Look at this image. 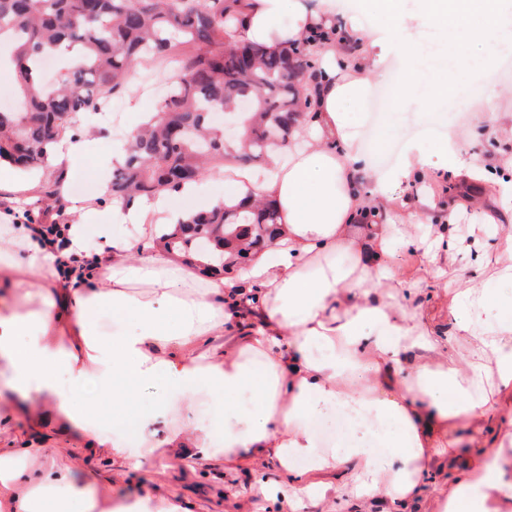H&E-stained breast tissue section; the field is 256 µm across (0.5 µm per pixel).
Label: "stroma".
<instances>
[{
	"label": "stroma",
	"mask_w": 512,
	"mask_h": 512,
	"mask_svg": "<svg viewBox=\"0 0 512 512\" xmlns=\"http://www.w3.org/2000/svg\"><path fill=\"white\" fill-rule=\"evenodd\" d=\"M426 68L447 67L448 82L456 87V102L433 99L429 104L411 102L406 112L395 116L378 114L374 103H367L359 116L360 136L367 143L371 157L390 163L395 141L389 128L398 123L405 130V139H419L423 134L432 138L454 135L469 155L485 158L494 148L479 128L470 121L465 102L475 96L495 92L497 111L512 115V53L500 59L496 69L483 78L462 82L456 67L450 66L439 33L423 29ZM150 64L133 68L126 78V90L112 102L106 114H94L93 119L103 137L102 151L119 147L131 135L140 113L154 111L160 96ZM45 173L19 174L16 185L0 190V214L11 219L32 215L42 223L77 222L78 205L88 198L106 199L109 177L101 176L94 160L78 162L67 177L66 199L63 211L49 208L42 198ZM457 176L441 181H425L400 187L399 198L417 201L428 196L434 199L435 209L430 214L431 223L451 220L452 232L457 237L460 252L456 263L449 265L442 277L430 283L412 299V304L436 332L447 330L452 320L448 314L445 289L454 286L459 277H476L492 290L494 299L490 315L495 319L512 317V287L496 280V244L512 232L504 207L498 205L499 188L490 175L474 176L471 199L458 198ZM167 390L164 378L139 386L133 402L113 403L111 395L98 394L103 410L87 416L91 430L111 429L113 420L130 414L144 415L156 411ZM50 410V400L42 393H32L26 411L16 410L11 401L0 400V446L21 448L32 446L43 449L52 457L58 468L71 470L78 487L95 486L102 472L112 476V497L130 507H138L147 496H163L182 502L187 512H291L284 493L286 485L279 475L276 463L268 458L250 460L238 468L234 484L224 481L222 459L202 460L199 454L186 455L177 460L165 457L162 440L175 424L169 418L159 417L152 426L153 435L149 450L139 451V468L129 469L113 461L111 449L89 450L85 435L77 430L62 431L43 424L42 419Z\"/></svg>",
	"instance_id": "1"
}]
</instances>
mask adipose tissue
I'll return each instance as SVG.
<instances>
[{
  "mask_svg": "<svg viewBox=\"0 0 512 512\" xmlns=\"http://www.w3.org/2000/svg\"><path fill=\"white\" fill-rule=\"evenodd\" d=\"M368 3L382 16L373 29L338 25L333 0H241L238 39L278 51L318 36L311 45L317 71L303 87L314 106L302 112L287 147L263 174L224 169L232 201L253 195L279 215L278 236L246 270L205 279L160 246L142 254L115 237L117 225L132 224L147 241L160 225L184 220L178 200L195 195V184L106 211L85 205L69 227L70 248L59 253L29 242L25 226L0 228V387L16 405L31 393L49 394L56 416L80 429L84 414L60 391L56 369L129 389L162 375L167 412L188 408L202 384L224 404L223 425L197 422L170 433L166 455L220 453L231 466L271 455L294 501L330 498L355 512H373L380 502L386 512H402L431 477L445 496L443 512H512V320L490 319L491 291L472 278L448 289L454 323L437 340L416 309L378 294L395 278L394 239L421 257L410 295L443 274L456 244L425 211L400 224L377 200H392L403 184L439 170L473 174L478 164L450 138L409 140L372 188L356 179L369 159L355 116L384 79L387 55L403 63L393 111L432 92L447 94V83L424 75L418 47L421 29L447 25L448 0H422L414 19L400 12L399 0ZM473 15L467 44L452 34L448 50H465L489 68L484 45L512 44V26L479 7ZM90 226L100 240L93 250L86 246ZM339 251L352 255L350 265L336 263ZM95 311L131 316L135 326L106 343L90 318ZM222 335L228 343L215 345ZM459 342L472 345L466 362L439 364ZM361 373L366 385L349 389ZM247 386L257 405L234 409L229 397ZM336 407L347 430L339 446L325 448L310 420ZM219 429L220 451L210 446ZM302 458L307 468L297 467ZM75 496L86 512H117L109 475L100 488L81 489L42 449L0 447V512H60Z\"/></svg>",
  "mask_w": 512,
  "mask_h": 512,
  "instance_id": "1",
  "label": "adipose tissue"
}]
</instances>
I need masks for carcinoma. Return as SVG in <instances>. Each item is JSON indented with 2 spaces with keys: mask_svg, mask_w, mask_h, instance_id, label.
<instances>
[{
  "mask_svg": "<svg viewBox=\"0 0 512 512\" xmlns=\"http://www.w3.org/2000/svg\"><path fill=\"white\" fill-rule=\"evenodd\" d=\"M239 0H0V41L13 47L19 108L0 109V163L22 170L46 167L62 135L80 113L99 107L124 89L129 70L163 60L166 94L123 147L112 170L109 198L131 203L176 191L216 169L214 162L252 165L288 143L296 111L312 108L295 83L314 75L316 57L304 37L280 51L235 40L227 24ZM82 52L47 86L33 74L61 44ZM250 103L243 113L248 151L232 153L210 125L213 112ZM213 206L168 227L163 249L196 261L202 273L222 275L267 248L279 224L269 204Z\"/></svg>",
  "mask_w": 512,
  "mask_h": 512,
  "instance_id": "1",
  "label": "carcinoma"
}]
</instances>
